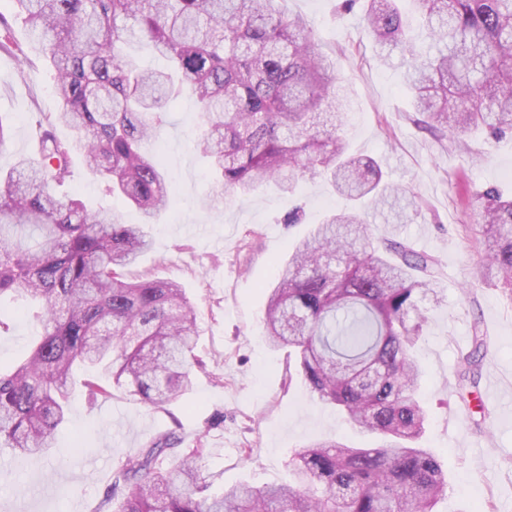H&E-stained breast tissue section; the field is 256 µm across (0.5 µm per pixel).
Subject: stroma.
<instances>
[{"mask_svg":"<svg viewBox=\"0 0 512 512\" xmlns=\"http://www.w3.org/2000/svg\"><path fill=\"white\" fill-rule=\"evenodd\" d=\"M339 0H283L288 15L315 23L316 37L334 52L336 71L351 86L353 106L344 135L354 153L380 159L388 182L414 193L417 211L397 217L396 206L368 209L375 234L409 240L438 259L444 301L429 308L419 359L421 397L429 410L425 444L448 475L436 512H512V300L497 283L481 280L479 201L493 187L512 192V138L448 134L436 137L416 122L404 70L381 61L363 26L361 7L340 13ZM52 72L0 54V119L10 138L0 168L34 153L31 126L59 111ZM203 116L183 95L145 151L162 148L171 209L150 225L152 247L128 275L182 285L200 331L193 387L153 408L118 393L88 403L76 396L54 448L36 455L0 451V512H95L112 470L161 432L175 431L185 450H199L210 492L235 484L285 485L296 448L313 441L373 444L330 406L310 398L289 367L288 351L264 335L265 290L278 263L326 209L342 206L322 179H299L293 195L271 185L245 200L211 196L209 163L194 147ZM68 187L88 205L117 211L124 223L140 216L108 191L107 182L75 160ZM305 220L284 223L289 208ZM0 332V368L21 359L37 326L20 305L7 308ZM481 327L487 352L474 394L460 397L456 365L474 348Z\"/></svg>","mask_w":512,"mask_h":512,"instance_id":"35a3bbf8","label":"stroma"}]
</instances>
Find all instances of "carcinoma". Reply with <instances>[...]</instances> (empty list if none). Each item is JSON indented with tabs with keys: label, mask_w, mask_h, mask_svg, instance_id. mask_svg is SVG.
Segmentation results:
<instances>
[{
	"label": "carcinoma",
	"mask_w": 512,
	"mask_h": 512,
	"mask_svg": "<svg viewBox=\"0 0 512 512\" xmlns=\"http://www.w3.org/2000/svg\"><path fill=\"white\" fill-rule=\"evenodd\" d=\"M34 51L52 68L61 109L32 129L36 156L0 171V299L35 302L37 345L0 372V447H53L70 410L75 366L104 368L89 400L121 391L161 407L191 389L200 364L196 316L184 289L125 269L150 248L145 226L171 207L163 160L141 152L170 101L190 90L206 116L197 148L218 175L216 197L243 199L263 184L293 192L326 180L349 206L331 211L278 265L265 309L267 338L286 346L311 396L345 413L376 447L318 441L289 462L295 486H231L208 494L199 455L167 432L112 470L95 512H434L448 481L422 445L429 417L414 350L428 304L441 302L438 260L406 240L376 237L361 205L405 190L342 134L349 85L336 75L313 24L281 0H14ZM429 51L409 36L398 0H366L375 46L399 52L416 112L441 134H512V0H412ZM147 40L167 61L144 71L124 46ZM0 52L28 55L0 13ZM62 124L75 139H60ZM79 150L142 223L60 196ZM480 273L512 300V198L479 194ZM458 362V385L478 387L479 353ZM178 459L173 469L163 467Z\"/></svg>",
	"instance_id": "carcinoma-1"
}]
</instances>
